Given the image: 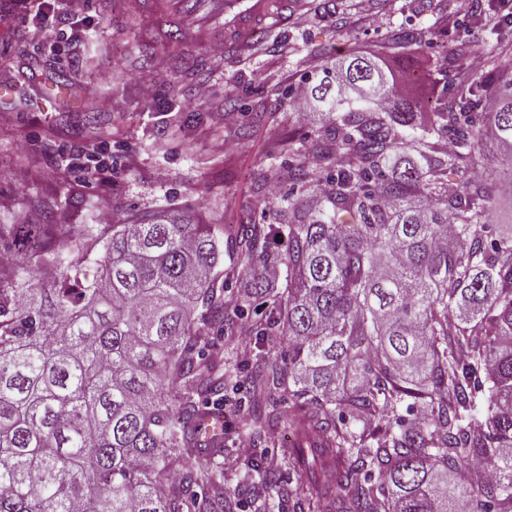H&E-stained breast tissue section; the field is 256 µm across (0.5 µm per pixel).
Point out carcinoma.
Instances as JSON below:
<instances>
[{
  "label": "carcinoma",
  "mask_w": 512,
  "mask_h": 512,
  "mask_svg": "<svg viewBox=\"0 0 512 512\" xmlns=\"http://www.w3.org/2000/svg\"><path fill=\"white\" fill-rule=\"evenodd\" d=\"M417 40L403 30L391 50L419 69ZM463 56L436 55L461 74L429 99L400 94L367 48L305 81L321 127L289 153L275 223L238 231L241 266L286 269L274 295L256 272L249 285L267 306L256 334L288 341L286 365L261 355L250 420L293 435L298 512H512V230L495 231L474 173L512 166V73L490 69L480 117ZM444 136L445 153L429 141ZM219 228L0 224L15 267L0 277V512H176L196 487L225 512L218 470L195 466L224 444L200 407L228 385L209 331L238 330ZM418 407L423 423L399 413Z\"/></svg>",
  "instance_id": "obj_1"
}]
</instances>
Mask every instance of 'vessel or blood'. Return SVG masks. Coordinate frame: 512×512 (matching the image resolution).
I'll list each match as a JSON object with an SVG mask.
<instances>
[{"label": "vessel or blood", "instance_id": "vessel-or-blood-1", "mask_svg": "<svg viewBox=\"0 0 512 512\" xmlns=\"http://www.w3.org/2000/svg\"><path fill=\"white\" fill-rule=\"evenodd\" d=\"M289 0H144L143 13L160 39L187 30L212 54L241 53L267 30L288 23Z\"/></svg>", "mask_w": 512, "mask_h": 512}]
</instances>
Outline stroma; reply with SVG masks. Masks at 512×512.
Masks as SVG:
<instances>
[{"instance_id": "obj_1", "label": "stroma", "mask_w": 512, "mask_h": 512, "mask_svg": "<svg viewBox=\"0 0 512 512\" xmlns=\"http://www.w3.org/2000/svg\"><path fill=\"white\" fill-rule=\"evenodd\" d=\"M75 65L54 53H34V27L0 24V224H19L30 212L58 224H98L100 206L121 224L161 211H181L205 224H220L218 266L229 268L242 224L272 223L261 203L269 188L289 189L281 174L290 141L309 138L311 125L297 124L289 91L314 75L327 59L354 45L375 46L407 25L433 32L445 50L459 45L489 53L496 43L512 42V28L473 25L472 0H427L417 13L416 0H370L379 27L359 21L356 0H333L330 12L315 11L313 0H299L285 28L270 32L264 43L243 55L207 54L192 38L166 46L153 41L146 24L129 21L134 0H69ZM65 82L71 99L57 98L48 81ZM157 89L143 96V84ZM208 85V103L195 98ZM238 105L226 120L224 100ZM262 113L253 123L252 113ZM103 147V174L84 178L72 169L68 153L87 140ZM233 151H225V143ZM29 172L26 181L17 169ZM283 358L278 339L246 332L234 341L232 362L240 386L224 401V452L218 461L230 512H255L243 495L248 469L274 466L281 482L297 480L284 463L282 441L262 439L251 457L236 446L252 433L247 385L259 351Z\"/></svg>"}]
</instances>
